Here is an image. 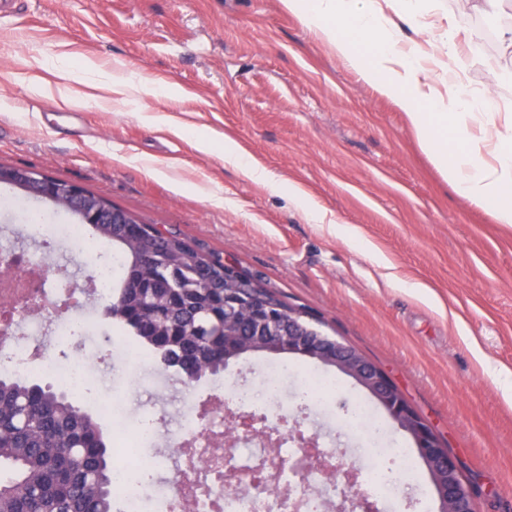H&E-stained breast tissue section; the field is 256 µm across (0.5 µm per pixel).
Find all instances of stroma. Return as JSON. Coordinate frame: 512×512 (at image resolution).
<instances>
[{
  "instance_id": "35a3bbf8",
  "label": "stroma",
  "mask_w": 512,
  "mask_h": 512,
  "mask_svg": "<svg viewBox=\"0 0 512 512\" xmlns=\"http://www.w3.org/2000/svg\"><path fill=\"white\" fill-rule=\"evenodd\" d=\"M418 11L440 56L456 19L463 91L494 89L512 109V0ZM228 140L281 189L225 161ZM1 165L78 183L235 262L391 377L464 463L477 512H512V228L455 193L405 113L280 0H13L0 12ZM42 207L0 184V240L32 248L22 213ZM54 254L50 278L87 283L89 253L60 240ZM110 333L105 321L42 350L111 355L100 388L158 400L161 426L184 395L204 407L276 359L189 383L134 365L104 345ZM367 397L348 378L334 401L297 413L307 434L333 437Z\"/></svg>"
}]
</instances>
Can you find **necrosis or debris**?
<instances>
[{"label":"necrosis or debris","instance_id":"obj_1","mask_svg":"<svg viewBox=\"0 0 512 512\" xmlns=\"http://www.w3.org/2000/svg\"><path fill=\"white\" fill-rule=\"evenodd\" d=\"M89 250L97 254L98 260L89 275L91 285L87 288L72 289L63 284L54 290L48 288L44 271L38 265V255L28 251L24 252L18 267L0 269V286L19 275L23 278L24 291L34 296L24 318L16 322L18 329H26L33 335L44 330L51 292L64 296L65 309L69 312H93L111 298L112 252L108 245L100 242L90 245ZM105 364L101 357L94 360L75 357L67 364L58 365L32 355L17 332L0 336V373L16 377L44 374L71 393L94 394L98 411L112 416L113 490L128 507H135L139 500L148 497L156 512H290V503L297 499L302 503L301 512H329L330 505L343 492V485L328 480L323 471L304 467L307 451L290 437L288 423L294 417V410L284 403L279 386L280 378L288 373L287 365L266 370L250 384L233 387V406L237 414L255 416L268 428L276 430L279 445L271 448L256 438L243 440L225 455L222 468L246 474L274 457L288 462L277 482L261 489L248 485L234 491L225 487L218 476L219 470L210 467L215 452L213 439L223 433V419L213 418L205 429L201 426L200 414L179 416L175 437L181 443L192 444V456H185L178 450L163 458L145 455L143 445L156 440L158 430L149 420L133 428L126 426L124 420L130 411L128 401L95 394L92 381ZM369 453L373 463L364 469L361 480L364 494L397 497L406 479L411 477L421 502H428L429 487L420 480L415 455L406 442L394 443L388 450L374 445ZM161 464L171 470V480L158 488L147 485L150 472Z\"/></svg>","mask_w":512,"mask_h":512}]
</instances>
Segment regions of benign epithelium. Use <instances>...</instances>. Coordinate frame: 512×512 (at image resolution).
<instances>
[{"label":"benign epithelium","instance_id":"7a95c632","mask_svg":"<svg viewBox=\"0 0 512 512\" xmlns=\"http://www.w3.org/2000/svg\"><path fill=\"white\" fill-rule=\"evenodd\" d=\"M14 186L27 195L58 204L64 200L69 210L85 224H139L141 220L131 212L110 205L102 197H93L78 183L56 180L27 166H0V184ZM245 307L264 321L269 328L267 349L277 351L288 347V352L317 359L334 366L365 389L381 405L400 429L406 432L422 459L433 482L439 512H476L474 495L464 479L458 457L443 444L430 423L403 397L390 377L375 363L354 347L326 336L304 320V315L290 312L283 318L282 309L270 303L250 301ZM241 437H265L264 432L252 426L247 418L235 417L230 424L226 445ZM302 447L309 449L308 465L331 474L341 468L332 463L319 448L318 439L296 432ZM346 486L352 495L341 497L338 512L345 503L354 502L362 512H378L375 502L356 489V475L347 474Z\"/></svg>","mask_w":512,"mask_h":512}]
</instances>
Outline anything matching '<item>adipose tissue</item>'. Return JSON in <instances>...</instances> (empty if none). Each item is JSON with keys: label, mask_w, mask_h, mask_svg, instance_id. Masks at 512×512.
<instances>
[{"label": "adipose tissue", "mask_w": 512, "mask_h": 512, "mask_svg": "<svg viewBox=\"0 0 512 512\" xmlns=\"http://www.w3.org/2000/svg\"><path fill=\"white\" fill-rule=\"evenodd\" d=\"M337 58L408 117L420 146L460 196L512 226V113L469 98L459 73L403 31L427 32L408 0H281Z\"/></svg>", "instance_id": "1"}]
</instances>
